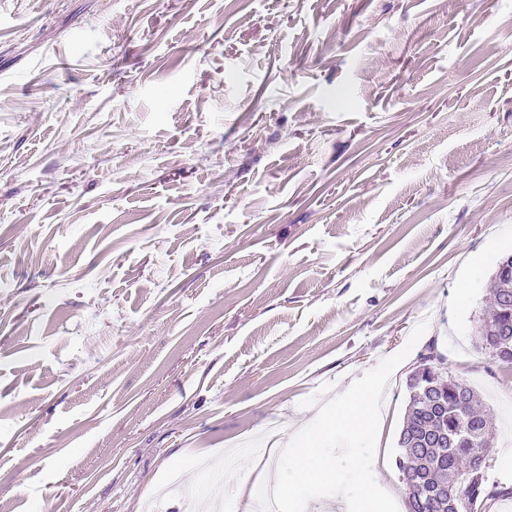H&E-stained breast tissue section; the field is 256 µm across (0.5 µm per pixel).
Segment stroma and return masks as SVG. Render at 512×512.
<instances>
[{"mask_svg":"<svg viewBox=\"0 0 512 512\" xmlns=\"http://www.w3.org/2000/svg\"><path fill=\"white\" fill-rule=\"evenodd\" d=\"M512 0H0V503L243 512L267 438L427 329L512 484ZM506 257H511L512 255H504L501 258H498L495 263L494 271L490 280V288L492 290L494 302L492 308L486 313V315L482 318L480 326L478 327V339H479V347L482 350H485L488 352V354L491 356V353L494 352H501L502 354H505L510 359V362H507L506 364H512V337L511 339L503 338L500 341L495 342H489L488 337L485 336L489 333L490 330H492V327L494 325V322H497L499 320H506V316L502 314V303L501 300L503 295L505 294V290L510 292L511 297V319H512V278H503L500 277L501 275L508 276L511 275L512 277V266L510 259L505 260L502 262L503 259ZM502 262V263H501ZM501 263V264H500ZM500 264V266H499ZM499 267V269H498ZM497 270L498 275L497 277ZM486 345H484V343Z\"/></svg>","mask_w":512,"mask_h":512,"instance_id":"1","label":"stroma"}]
</instances>
